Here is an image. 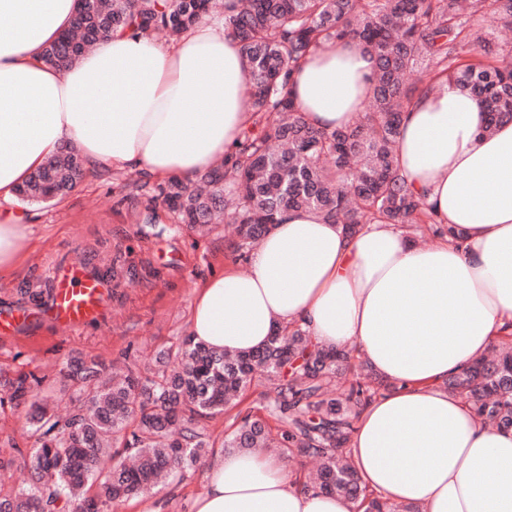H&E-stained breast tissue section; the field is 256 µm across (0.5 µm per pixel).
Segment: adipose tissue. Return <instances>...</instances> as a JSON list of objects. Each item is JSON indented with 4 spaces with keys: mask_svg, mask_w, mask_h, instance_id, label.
<instances>
[{
    "mask_svg": "<svg viewBox=\"0 0 512 512\" xmlns=\"http://www.w3.org/2000/svg\"><path fill=\"white\" fill-rule=\"evenodd\" d=\"M77 0H0V276L30 248L9 209L50 158L76 148L88 171L128 167L193 180L233 152L249 124L248 66L218 21L174 42L120 27L76 63L43 49L69 28ZM372 55L320 44L291 94L316 129L352 124L371 89ZM478 102L449 82L421 92L398 147L407 184L463 236L423 247L391 224L354 235L287 210L248 271L212 274L196 291L195 341L216 350L264 344L275 326H305L317 346L356 347L390 383L361 413L349 452L369 490L423 512H512V431L482 424L442 386L512 333V123L481 132ZM193 512H349L302 490L284 462L242 452L211 463Z\"/></svg>",
    "mask_w": 512,
    "mask_h": 512,
    "instance_id": "1",
    "label": "adipose tissue"
}]
</instances>
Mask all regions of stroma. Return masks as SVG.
Listing matches in <instances>:
<instances>
[{"instance_id":"35a3bbf8","label":"stroma","mask_w":512,"mask_h":512,"mask_svg":"<svg viewBox=\"0 0 512 512\" xmlns=\"http://www.w3.org/2000/svg\"><path fill=\"white\" fill-rule=\"evenodd\" d=\"M152 180L128 169L107 179L87 176L56 204L15 202L28 226L31 251L16 277L0 279V310L39 311L47 303L58 265L77 266L98 279L106 303L98 319L68 329L37 319L0 333V366L47 376L56 387L55 409L70 407L61 370L73 357L97 356L120 365L144 366L159 349L189 332L196 286L224 266L233 265L226 248L230 223L202 235L178 223L167 205L152 200ZM191 476L113 507L112 512H192L203 490L212 456Z\"/></svg>"}]
</instances>
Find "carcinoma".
Listing matches in <instances>:
<instances>
[{
  "mask_svg": "<svg viewBox=\"0 0 512 512\" xmlns=\"http://www.w3.org/2000/svg\"><path fill=\"white\" fill-rule=\"evenodd\" d=\"M210 0H85L71 27L47 46L51 66L77 60L117 27L179 38L209 11ZM512 28V0H233L224 31L242 45L251 69L252 121L240 148L200 178L203 187L172 177L154 187L180 223L194 228L227 214L235 259L246 261L286 209L314 212L357 233L366 224H394L436 242L460 233L441 223L400 174L402 115L423 85L452 81L475 96L490 132L512 122V62L481 37L474 20ZM322 40L357 42L375 59L374 88L359 120L317 130L290 94L294 68ZM80 155L48 160L18 190L22 200L55 202L84 177ZM351 349L312 347L299 324L279 327L262 348L210 350L186 335L159 351L154 366H130L121 378L100 359L67 364L70 409L48 405L46 378L0 368L9 391L0 408L27 407L34 444L0 451V469L18 464L32 483L0 488V512H106L114 503L152 492L163 478L181 480L210 447L206 422L241 404L261 380L267 416L252 410L222 447L255 451L276 446L314 458L320 469L306 487L336 494L352 512H421L392 505L362 484L348 444L364 407L389 385L352 371ZM448 391L482 423L512 431V336L486 357L448 378Z\"/></svg>",
  "mask_w": 512,
  "mask_h": 512,
  "instance_id": "carcinoma-1",
  "label": "carcinoma"
}]
</instances>
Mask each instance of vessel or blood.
I'll return each instance as SVG.
<instances>
[{
	"mask_svg": "<svg viewBox=\"0 0 512 512\" xmlns=\"http://www.w3.org/2000/svg\"><path fill=\"white\" fill-rule=\"evenodd\" d=\"M105 290L91 277L76 278L74 270L55 273L51 298L42 313L65 328L84 325L97 318L105 303Z\"/></svg>",
	"mask_w": 512,
	"mask_h": 512,
	"instance_id": "1",
	"label": "vessel or blood"
}]
</instances>
